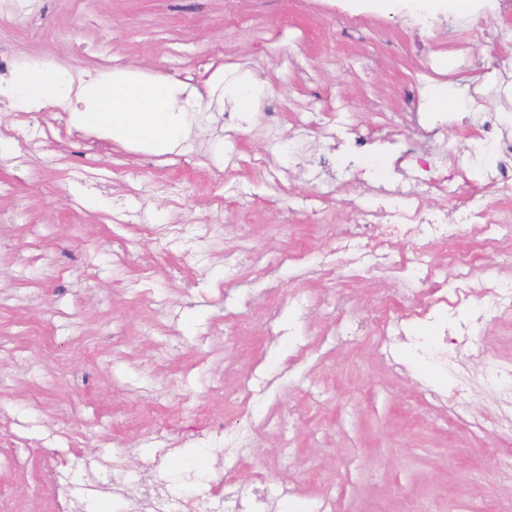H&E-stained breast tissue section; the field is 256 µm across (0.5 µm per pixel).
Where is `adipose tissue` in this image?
Returning <instances> with one entry per match:
<instances>
[{"label":"adipose tissue","instance_id":"ef3b65f1","mask_svg":"<svg viewBox=\"0 0 512 512\" xmlns=\"http://www.w3.org/2000/svg\"><path fill=\"white\" fill-rule=\"evenodd\" d=\"M13 83L31 104L75 96L74 124L161 153L173 149L187 135L176 107L181 88L161 77L145 79L131 72H115L76 88L67 72L37 67L19 71Z\"/></svg>","mask_w":512,"mask_h":512}]
</instances>
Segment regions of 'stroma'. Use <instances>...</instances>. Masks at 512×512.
I'll return each mask as SVG.
<instances>
[{
    "label": "stroma",
    "instance_id": "1",
    "mask_svg": "<svg viewBox=\"0 0 512 512\" xmlns=\"http://www.w3.org/2000/svg\"><path fill=\"white\" fill-rule=\"evenodd\" d=\"M329 0H0V54L57 66L74 84L115 71L184 87L188 136L156 154L71 127L65 112L0 102V434L18 450L0 466L5 512H53L56 461L74 450L89 472L70 481L87 512H110L112 472L178 482L186 464L244 493L283 489L274 512L328 494L335 512H512V436L492 391L463 397L475 431L429 398L453 373L399 370L377 304L430 299L389 264L353 270L337 246L351 212L374 202L404 155L466 151L478 121L512 125V0L483 24L464 16L420 28L388 10L347 25ZM454 43L466 64L425 67ZM259 84L249 127L232 135L225 81ZM472 101L457 126L426 104L432 81ZM64 125L29 152L11 133ZM391 137L383 176L322 169L328 132ZM192 241L181 253L172 231ZM475 255L473 288L512 289V267L459 229ZM451 280L453 255L415 235ZM275 309L273 324L260 313ZM488 360L512 362V328L481 323ZM249 448L225 468V428ZM169 449L165 467L154 451Z\"/></svg>",
    "mask_w": 512,
    "mask_h": 512
}]
</instances>
